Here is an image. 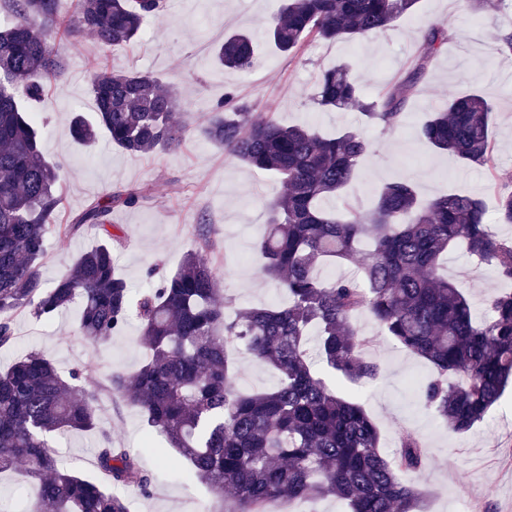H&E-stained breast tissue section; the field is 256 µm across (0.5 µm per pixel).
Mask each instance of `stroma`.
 Here are the masks:
<instances>
[{
    "label": "stroma",
    "mask_w": 512,
    "mask_h": 512,
    "mask_svg": "<svg viewBox=\"0 0 512 512\" xmlns=\"http://www.w3.org/2000/svg\"><path fill=\"white\" fill-rule=\"evenodd\" d=\"M279 5L280 0H167L166 12L160 20L144 24L135 45L104 53L88 36L61 40L67 64L64 84L50 87L46 102L27 104L42 129L45 158L62 166L63 203L49 226L39 265L44 285L68 272L74 259L99 240L95 229L66 236L60 225L71 223L114 191L135 188L140 201L114 209L109 216L114 232L124 238L116 269L133 292L176 271L186 252L197 247L198 226L204 223L216 245L210 259L225 295L241 307L271 306L283 299L276 283L261 275L254 250L265 229V204L277 195L279 183L196 134L177 151L151 154L128 153L112 145L104 132L92 145L74 142L69 120L75 112L92 115L90 80L99 64L117 71L152 72L164 89L177 92L181 121L204 123L213 106L231 92L251 103L255 112L285 125L304 124L324 134L361 128L371 152L359 167L349 198L365 208L376 191L398 178L410 180L421 197L463 192L482 198L490 210L500 191H512V52L497 50L499 34L512 29L511 5L497 10L480 6L479 0H419L376 38H309L288 55L270 44L262 27ZM432 26L444 28L447 48L431 61L397 128L367 126L358 111L324 112L313 104L319 71L339 63L351 66L365 98H379L412 69L423 35ZM234 31L251 32L257 47L253 66L243 71L223 68L214 55L225 34ZM471 91L495 105L493 179L416 137L428 113L444 108L450 95ZM443 270L456 279L479 316L502 288L490 266L459 251L449 253ZM79 314L76 305L49 321L18 314L14 344L0 348L2 371L32 349L52 359L61 371L86 368L83 386L98 397L100 429L52 438L54 454L94 478L98 448L103 438H110L113 447L140 455L154 476L149 492L126 490L130 512H210L213 498L208 487L182 480L180 459L162 467L145 452L147 428L140 412L100 393L112 370H133L143 362L146 352L139 343L137 323H129L109 342L92 344L79 336ZM352 323L373 337L366 354L381 365L378 381L359 388L358 398L378 428L384 452L397 454L405 429L414 432L424 447V468L412 476L426 493L424 512H465L471 500L480 502L482 512H512V389H505L470 433L456 435L411 385L413 379L431 377L432 366L380 335L368 314L356 315Z\"/></svg>",
    "instance_id": "35a3bbf8"
}]
</instances>
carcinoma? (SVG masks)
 Here are the masks:
<instances>
[{
  "instance_id": "obj_1",
  "label": "carcinoma",
  "mask_w": 512,
  "mask_h": 512,
  "mask_svg": "<svg viewBox=\"0 0 512 512\" xmlns=\"http://www.w3.org/2000/svg\"><path fill=\"white\" fill-rule=\"evenodd\" d=\"M417 0H284L263 21L274 47L295 50L306 38L354 40L383 34ZM9 22L0 27V347L13 344L14 315L48 319L79 303V335L90 343L120 335L137 319L149 357L134 371L113 370L104 391L137 408L151 433L186 462L189 477L216 498L213 512H267L278 499L332 496L346 512H423L424 496L410 475L424 467L419 437L408 430L390 459L372 418L352 397L331 388L313 367L307 348L338 380L359 386L380 377L366 357L371 340L351 323L368 313L401 349L427 361L435 377L422 389L425 405L457 434L482 422L512 383V290L494 295L488 315L475 318L455 280L440 273L457 246L512 282V238L497 235L481 198L461 193L419 196L407 179L387 183L372 209L343 195L370 141L360 128L323 137L308 127L283 125L224 95L205 124L174 121L177 96L150 72L103 66L91 79L94 121L77 114L73 138L91 143L99 130L132 154L176 151L194 132L236 160L276 179L282 192L267 206L256 243L262 273L287 295L283 304L234 309L222 294L216 268L197 250L158 285L135 295L115 273L121 237L108 216L139 201L133 189L88 206L64 232L99 227L106 240L83 252L71 270L47 288L38 267L46 233L62 205L59 165L40 148L41 129L20 100L27 80L31 100L61 84L66 64L52 39L64 29L73 40L94 36L101 51L131 45L144 23L162 14L166 0H75L63 18L58 0H0ZM447 47L443 28L424 35L409 72L377 100L363 97L350 67L320 72L312 100L321 110L356 108L366 125H399L431 60ZM215 57L245 69L255 57L248 32L224 36ZM494 105L479 92L451 95L431 113L418 137L468 166L495 170L491 135ZM339 200V207L327 202ZM495 219L512 224V191L498 194ZM328 262L354 263L360 278L325 279ZM244 348L271 367L278 382L265 391L236 385L232 353ZM83 369L64 374L31 350L0 372V473L24 465L35 496L27 512H130L121 490L146 492L153 476L138 457L107 440L98 449L101 479L63 467L49 446L59 431L99 428L94 399L80 384Z\"/></svg>"
}]
</instances>
